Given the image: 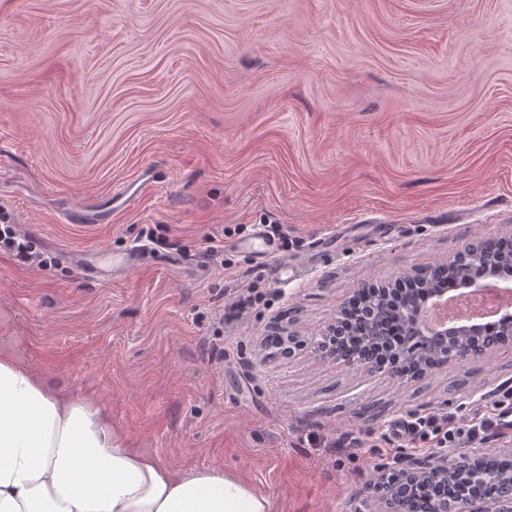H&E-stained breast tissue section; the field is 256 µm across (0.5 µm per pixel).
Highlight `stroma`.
<instances>
[{
    "instance_id": "1",
    "label": "stroma",
    "mask_w": 512,
    "mask_h": 512,
    "mask_svg": "<svg viewBox=\"0 0 512 512\" xmlns=\"http://www.w3.org/2000/svg\"><path fill=\"white\" fill-rule=\"evenodd\" d=\"M145 168L137 208L113 207ZM1 212L46 262L0 251V347L175 469L351 512L380 466L436 455L398 423L512 391V349L401 384L259 344L512 235V0H0ZM268 224L288 253L330 232L339 251L275 286L237 249ZM134 246L114 281L72 260ZM288 319V316L284 315L281 317V319L273 326H271V332L277 333L280 336H265L264 342H265V349L269 350V354L272 356L279 355L280 351V345H281V336H287V341L283 339V352L282 357L285 359H290L294 356V350L291 347V344L293 343V340L299 339V336L293 334L290 332V325L291 322H286L287 324H282L284 320Z\"/></svg>"
}]
</instances>
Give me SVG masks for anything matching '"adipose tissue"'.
I'll use <instances>...</instances> for the list:
<instances>
[{
    "label": "adipose tissue",
    "instance_id": "adipose-tissue-1",
    "mask_svg": "<svg viewBox=\"0 0 512 512\" xmlns=\"http://www.w3.org/2000/svg\"><path fill=\"white\" fill-rule=\"evenodd\" d=\"M0 512H271L221 468L178 471L134 447L91 393L0 349Z\"/></svg>",
    "mask_w": 512,
    "mask_h": 512
}]
</instances>
